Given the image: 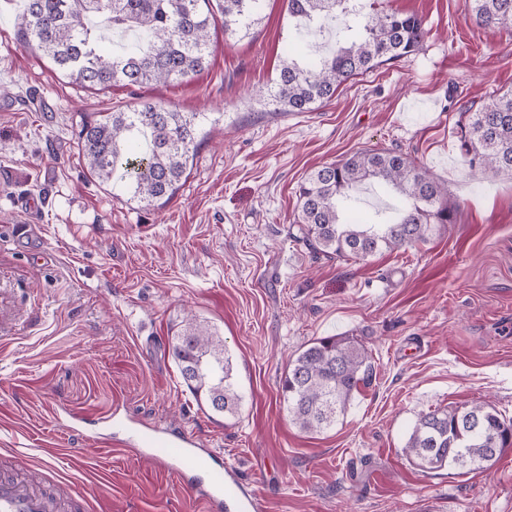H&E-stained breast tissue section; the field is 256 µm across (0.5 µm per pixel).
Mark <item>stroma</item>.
I'll list each match as a JSON object with an SVG mask.
<instances>
[{"label":"stroma","instance_id":"35a3bbf8","mask_svg":"<svg viewBox=\"0 0 512 512\" xmlns=\"http://www.w3.org/2000/svg\"><path fill=\"white\" fill-rule=\"evenodd\" d=\"M20 4L0 0V461L44 465L93 512H210L138 447H89L54 418L113 404L223 454L226 490L257 492L264 512H512V448L465 476L403 452L437 408L485 402L512 419V178L464 166L459 141L462 112L512 91V26H479L469 0H375L422 19L419 49L291 114L261 96L295 39L283 0H265L248 35L213 30L205 71L102 91L20 46ZM145 103L202 118L191 172L162 207L98 183L77 146L85 121ZM365 149L427 167L457 220L363 261L316 256L295 238L296 190ZM189 315L224 338L234 419L181 382L169 339ZM340 335L368 349L376 379L336 426L302 433L281 391L288 362Z\"/></svg>","mask_w":512,"mask_h":512}]
</instances>
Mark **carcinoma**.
Masks as SVG:
<instances>
[{
  "instance_id": "1",
  "label": "carcinoma",
  "mask_w": 512,
  "mask_h": 512,
  "mask_svg": "<svg viewBox=\"0 0 512 512\" xmlns=\"http://www.w3.org/2000/svg\"><path fill=\"white\" fill-rule=\"evenodd\" d=\"M210 0H25L20 45L37 51L84 88L178 82L209 66L211 29L248 33L263 0H222L221 18L203 11ZM288 15L320 26L337 19L342 37L333 47L295 63L283 61L268 100L281 112H308L332 98L351 78L417 50L425 36L414 14L369 11L367 0H287ZM473 16L494 28L512 23V0H474ZM461 151L471 168L512 176V93L491 94L460 126ZM199 135L197 113L147 103L108 112L83 126L79 152L102 184L119 180L146 206L170 201L187 176ZM376 181L393 194L373 224L341 219L339 204ZM297 239L312 253L359 261L383 251L424 243L455 223L448 187L397 151L364 150L311 172L297 190ZM171 357L196 401L226 418L240 396L224 339L208 326L185 321L172 337ZM375 379L368 350L352 336H323L305 345L288 365L282 392L292 422L321 433L350 408ZM512 447V419L475 403L435 409L416 420L403 452L425 472L487 471Z\"/></svg>"
}]
</instances>
